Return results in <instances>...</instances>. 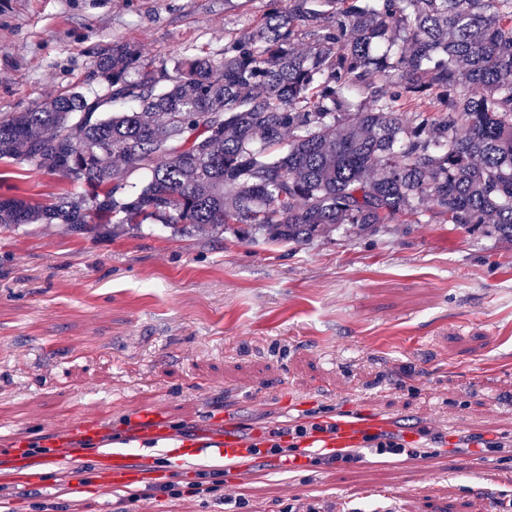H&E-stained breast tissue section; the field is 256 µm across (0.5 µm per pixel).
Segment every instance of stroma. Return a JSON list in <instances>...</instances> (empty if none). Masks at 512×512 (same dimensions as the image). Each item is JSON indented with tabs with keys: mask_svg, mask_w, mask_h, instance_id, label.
Listing matches in <instances>:
<instances>
[{
	"mask_svg": "<svg viewBox=\"0 0 512 512\" xmlns=\"http://www.w3.org/2000/svg\"><path fill=\"white\" fill-rule=\"evenodd\" d=\"M263 0H0V116L63 90L102 88L96 56L123 41L148 58L219 52ZM59 176L0 161V197L48 204ZM448 437L433 474L327 466L295 485L264 478L236 498L194 480L115 494L67 475L78 496L9 494L10 512H512V451L459 448L479 425L512 442V240L452 224H388L304 245L163 225L75 234L0 227V448L49 449L79 414L119 431L148 407L211 430L260 432L342 397ZM485 462L476 471V462Z\"/></svg>",
	"mask_w": 512,
	"mask_h": 512,
	"instance_id": "obj_1",
	"label": "stroma"
}]
</instances>
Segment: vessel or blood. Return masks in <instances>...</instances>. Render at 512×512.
Masks as SVG:
<instances>
[{"label": "vessel or blood", "instance_id": "1", "mask_svg": "<svg viewBox=\"0 0 512 512\" xmlns=\"http://www.w3.org/2000/svg\"><path fill=\"white\" fill-rule=\"evenodd\" d=\"M133 437H107L95 416L78 417L75 425L59 432L60 449L51 460L56 472L51 486L70 496L78 495L77 484L61 483L58 475L72 459L91 461L113 492H134L160 474L201 472L224 476L225 490H235L255 477L277 476L294 482L305 473L317 472L321 463L359 457L375 464L379 458L367 442L370 435L395 427L392 415L350 400L326 431H313L294 442L290 451L265 454L268 440L258 431L240 429L225 422L222 431L199 432L187 437L168 423L159 412H140Z\"/></svg>", "mask_w": 512, "mask_h": 512}]
</instances>
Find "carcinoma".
<instances>
[{"label": "carcinoma", "mask_w": 512, "mask_h": 512, "mask_svg": "<svg viewBox=\"0 0 512 512\" xmlns=\"http://www.w3.org/2000/svg\"><path fill=\"white\" fill-rule=\"evenodd\" d=\"M93 75L104 94L0 117V160L81 188L0 197V226L238 224L301 245L490 224L512 239V0H267L220 53L157 64L116 42Z\"/></svg>", "instance_id": "1"}]
</instances>
